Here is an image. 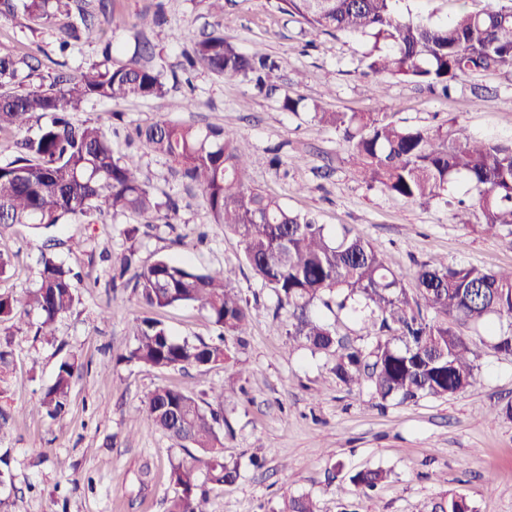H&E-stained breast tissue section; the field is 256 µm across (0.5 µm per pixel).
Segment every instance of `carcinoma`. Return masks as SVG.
Listing matches in <instances>:
<instances>
[{
    "label": "carcinoma",
    "instance_id": "obj_1",
    "mask_svg": "<svg viewBox=\"0 0 512 512\" xmlns=\"http://www.w3.org/2000/svg\"><path fill=\"white\" fill-rule=\"evenodd\" d=\"M404 2L278 0V9L318 32L370 39L367 69L376 78L378 95L387 78L409 80L446 95L464 77L512 70V3L480 10L463 4L455 16L425 23L414 18ZM66 6V0H0V14L20 10L34 21L50 23ZM113 23L105 8L100 19L78 10L59 51L65 52L72 39L104 37ZM190 40V65L200 63L217 75H243L258 91H275L267 78L278 64L263 50L242 53L218 31ZM120 52V46L108 42L103 60L79 75L60 72L47 85L16 91L7 87L14 84L19 65L33 71L37 66L0 52V132H20L36 114L48 118L37 135L17 139L13 158L0 164L1 226L52 227L76 219L95 224L106 214L127 212L175 220V201H157L142 178L140 161L114 155L101 126L73 121L72 114L91 99L121 102L165 94L160 74L147 61V46L116 63L112 54ZM314 119L344 131L356 173L368 186L430 202L443 198L448 187L463 178L477 195L468 203L459 200L453 219L465 225V216L475 210L482 231L512 236V143L479 141L440 127L409 128L382 112H336L317 104ZM135 135L145 150L164 157L184 180L200 187L211 221L240 238L246 263L274 292L277 308L292 310L288 335L313 352L331 355L338 382L366 383L383 401L451 397L471 386L478 357L476 343L456 325L512 319V267L491 271L425 263L411 295L372 242L348 230L334 236L315 218L289 210L277 197L247 183L246 173L256 159L223 127L203 129L157 119L136 127ZM134 279V290L145 306L195 304L208 312L221 333L217 343L196 344L171 336L161 320L144 318L135 326L131 361L202 369L225 361L227 341H240L247 333L248 301L226 282L222 268L203 271L161 257L135 272ZM77 280L72 268L41 254L38 288L20 298L0 295V324L33 309L41 318L38 333L53 339L58 317L78 300ZM326 295L336 297L337 308L360 323L365 335L385 330L392 338L368 351L346 342L335 325L314 314L318 304L329 305ZM80 368L73 356L58 364L41 399L50 419L66 413ZM226 400L222 387L210 388L207 400L159 387L144 401L143 414L156 429L199 452L171 466L177 494L168 512H209L208 495L198 484L202 466L214 485L237 480V464L224 459L219 435ZM386 479L387 472L377 468L357 471L349 482L366 493ZM284 512L319 509L311 496L302 494L290 497ZM431 512L473 508L464 497L450 493Z\"/></svg>",
    "mask_w": 512,
    "mask_h": 512
}]
</instances>
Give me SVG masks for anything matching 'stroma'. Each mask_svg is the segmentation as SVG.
Returning <instances> with one entry per match:
<instances>
[{
  "instance_id": "1",
  "label": "stroma",
  "mask_w": 512,
  "mask_h": 512,
  "mask_svg": "<svg viewBox=\"0 0 512 512\" xmlns=\"http://www.w3.org/2000/svg\"><path fill=\"white\" fill-rule=\"evenodd\" d=\"M111 2L118 25L109 39L127 56L137 41L149 42L167 92L120 105L88 101L73 119L103 126L116 150L138 155L155 196L175 199L179 211L173 223L156 219L148 226L129 213L48 229L0 226V254L10 260L0 293L36 288L44 245L56 260L98 280L93 288L78 283L79 301L56 322L53 341L38 336L34 311L0 325V348L9 353L8 365L0 366V460L11 475L0 486V512H167L171 464L188 451L145 419L143 402L159 386L197 396L212 385L228 394L224 457L239 462L240 476L223 487L201 481L211 512H281L285 499L301 494L311 495L320 512H426L449 491L465 496L474 512H512V417L500 412L512 403V354L494 347L511 323L495 322L489 333L462 327L477 341L479 357L471 386L452 397L382 405L368 387L336 384L327 355L289 338V309L273 314V293L245 263L239 238L211 223L200 189L165 159L126 141L135 126L158 118L224 127L257 159L247 173L251 185L332 230L348 226L375 244L411 289L420 263L433 259L512 266V238L475 230L473 214L457 223L447 199L407 202L368 187L354 174L342 131L319 125L313 107L385 112L412 128L442 125L510 143L512 71L460 82L446 97L392 80L377 98L365 74L367 40L311 30L280 12L277 0H224L218 17L206 0ZM65 21L61 15L44 26L20 12L0 15V51L41 62L22 87L56 69L76 74L102 60L103 44L94 40L72 42L59 55ZM214 29L240 51L260 47L276 58L280 67L270 81L301 98L299 110H284L278 93H257L243 77L184 69L187 33ZM300 183L306 192H296ZM132 225L140 231L131 241L125 230ZM132 247L143 266L170 257L200 270L223 269L250 301L245 342L232 345L230 360L204 372L127 361L141 318L160 319L172 336L194 343L218 334L196 306L147 310L132 288L113 287L111 267ZM68 355L81 369L66 415L52 420L41 397ZM367 468L386 470V482L368 494L353 492L349 474Z\"/></svg>"
}]
</instances>
